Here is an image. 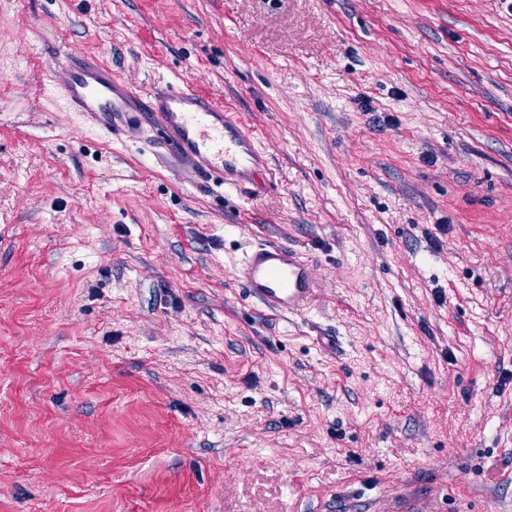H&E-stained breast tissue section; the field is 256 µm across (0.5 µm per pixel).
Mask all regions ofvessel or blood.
Listing matches in <instances>:
<instances>
[{"mask_svg": "<svg viewBox=\"0 0 512 512\" xmlns=\"http://www.w3.org/2000/svg\"><path fill=\"white\" fill-rule=\"evenodd\" d=\"M60 62L69 109L84 113L112 140H137L144 129H153L180 160L230 190L245 191L270 176L268 156L247 127L191 86L159 91L147 106L99 59L64 53ZM236 276L247 296L274 314L309 309L317 288L309 260L284 244H259L239 263Z\"/></svg>", "mask_w": 512, "mask_h": 512, "instance_id": "b4317fda", "label": "vessel or blood"}]
</instances>
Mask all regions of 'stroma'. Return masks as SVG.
Returning a JSON list of instances; mask_svg holds the SVG:
<instances>
[{
	"instance_id": "35a3bbf8",
	"label": "stroma",
	"mask_w": 512,
	"mask_h": 512,
	"mask_svg": "<svg viewBox=\"0 0 512 512\" xmlns=\"http://www.w3.org/2000/svg\"><path fill=\"white\" fill-rule=\"evenodd\" d=\"M63 52L238 113L273 188L109 142ZM267 242L309 311L243 296ZM409 501L512 512V0H0V512ZM236 276L247 296L274 314L309 309L317 288L309 260L284 244H259L236 267Z\"/></svg>"
}]
</instances>
